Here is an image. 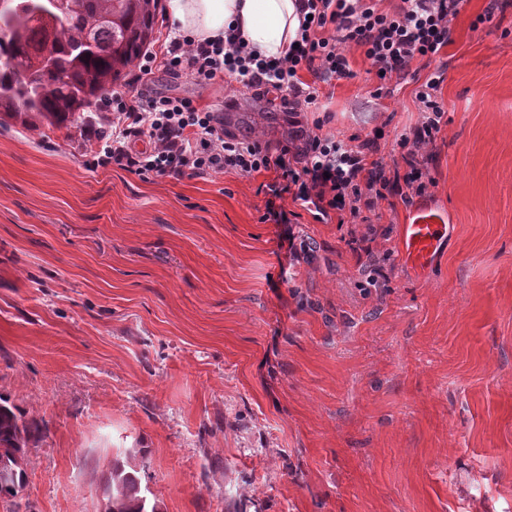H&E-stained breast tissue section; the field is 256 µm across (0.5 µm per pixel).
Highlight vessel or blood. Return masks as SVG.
Listing matches in <instances>:
<instances>
[{
    "label": "vessel or blood",
    "mask_w": 512,
    "mask_h": 512,
    "mask_svg": "<svg viewBox=\"0 0 512 512\" xmlns=\"http://www.w3.org/2000/svg\"><path fill=\"white\" fill-rule=\"evenodd\" d=\"M449 227L437 220L430 207H418L414 218L401 225L399 250L403 261L418 275H426L446 248Z\"/></svg>",
    "instance_id": "vessel-or-blood-1"
}]
</instances>
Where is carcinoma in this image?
Here are the masks:
<instances>
[{
  "mask_svg": "<svg viewBox=\"0 0 512 512\" xmlns=\"http://www.w3.org/2000/svg\"><path fill=\"white\" fill-rule=\"evenodd\" d=\"M12 17L0 11V126L26 130L78 129L88 108L119 82L142 55L161 0H7ZM39 424L23 418L0 395V470H16L0 499L14 498L27 483L15 463L18 444L38 442ZM116 512H155L142 492L136 469L116 463L108 485Z\"/></svg>",
  "mask_w": 512,
  "mask_h": 512,
  "instance_id": "1",
  "label": "carcinoma"
}]
</instances>
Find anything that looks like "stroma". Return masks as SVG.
<instances>
[{"instance_id":"obj_1","label":"stroma","mask_w":512,"mask_h":512,"mask_svg":"<svg viewBox=\"0 0 512 512\" xmlns=\"http://www.w3.org/2000/svg\"><path fill=\"white\" fill-rule=\"evenodd\" d=\"M446 63L421 201L450 231L423 277L399 251L413 205L382 207L368 260L302 213L293 258L260 220L269 173L144 180L90 166L94 128H0V394L44 429L0 512H104L132 448L160 512H512V0H467ZM353 68L308 116L385 126L392 162L416 84L377 99ZM141 91L285 140L229 79Z\"/></svg>"}]
</instances>
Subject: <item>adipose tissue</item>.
Masks as SVG:
<instances>
[{
  "instance_id": "obj_1",
  "label": "adipose tissue",
  "mask_w": 512,
  "mask_h": 512,
  "mask_svg": "<svg viewBox=\"0 0 512 512\" xmlns=\"http://www.w3.org/2000/svg\"><path fill=\"white\" fill-rule=\"evenodd\" d=\"M167 15L177 30L198 42L236 28L267 57L283 55L299 27L298 0H169Z\"/></svg>"
}]
</instances>
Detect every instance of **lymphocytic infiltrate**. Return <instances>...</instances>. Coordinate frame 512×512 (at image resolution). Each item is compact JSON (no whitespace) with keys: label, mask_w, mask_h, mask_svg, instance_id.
<instances>
[{"label":"lymphocytic infiltrate","mask_w":512,"mask_h":512,"mask_svg":"<svg viewBox=\"0 0 512 512\" xmlns=\"http://www.w3.org/2000/svg\"><path fill=\"white\" fill-rule=\"evenodd\" d=\"M462 6L463 0H300L297 36L278 58L258 56L234 31L203 43L171 35L163 53L139 58L127 91L103 102L112 125L96 133L91 165H115L144 180L270 171L263 223L288 226L302 209L319 221L370 223L381 202L397 197L407 204L429 188V148L445 115L438 96L446 75L443 57ZM355 50L378 81L374 97L388 96L394 81L420 82L415 98L421 119L395 139L399 162L389 165L378 157L379 131L342 139L324 132L323 120L301 118V106L318 98V83L355 78ZM158 66L173 78L189 74L211 81L226 75L258 96L277 93L287 142L273 149L244 140L225 130L223 113L186 98L136 93ZM306 73L312 82L303 81ZM142 139L149 150L132 151L131 143Z\"/></svg>","instance_id":"obj_1"}]
</instances>
